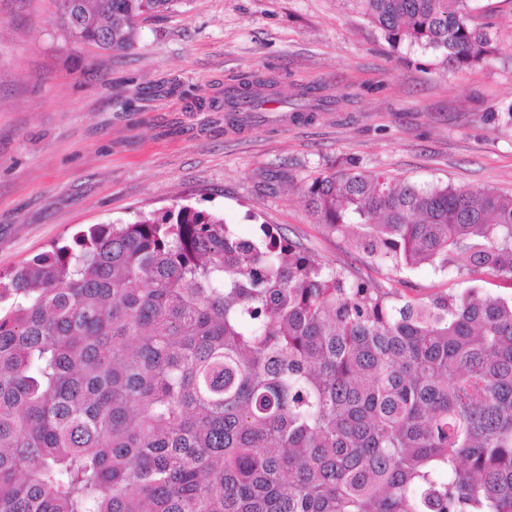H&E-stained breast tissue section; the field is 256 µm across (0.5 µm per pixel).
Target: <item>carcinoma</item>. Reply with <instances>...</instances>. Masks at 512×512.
I'll return each mask as SVG.
<instances>
[{"instance_id":"cac0c4a2","label":"carcinoma","mask_w":512,"mask_h":512,"mask_svg":"<svg viewBox=\"0 0 512 512\" xmlns=\"http://www.w3.org/2000/svg\"><path fill=\"white\" fill-rule=\"evenodd\" d=\"M73 45L125 51L177 0H59ZM388 44L477 67L469 0H342ZM276 82L224 93L227 125ZM296 117L342 99L292 93ZM512 128V101L484 113ZM388 287L270 224L188 205L96 224L0 273V512H512V193L346 157L302 187ZM428 266L470 286L418 296Z\"/></svg>"}]
</instances>
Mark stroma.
Wrapping results in <instances>:
<instances>
[{"mask_svg": "<svg viewBox=\"0 0 512 512\" xmlns=\"http://www.w3.org/2000/svg\"><path fill=\"white\" fill-rule=\"evenodd\" d=\"M470 5L499 52L452 68L391 48L338 0H179L139 19L126 52L70 45L57 0H0V272L92 225L188 204L249 239L277 225L325 263L387 282L322 231L300 188L353 155L422 185L512 191V131L482 118L512 100V0ZM254 71L285 96L320 83L353 101L312 122L282 105L226 127L224 91ZM195 97L214 109H191Z\"/></svg>", "mask_w": 512, "mask_h": 512, "instance_id": "stroma-1", "label": "stroma"}]
</instances>
